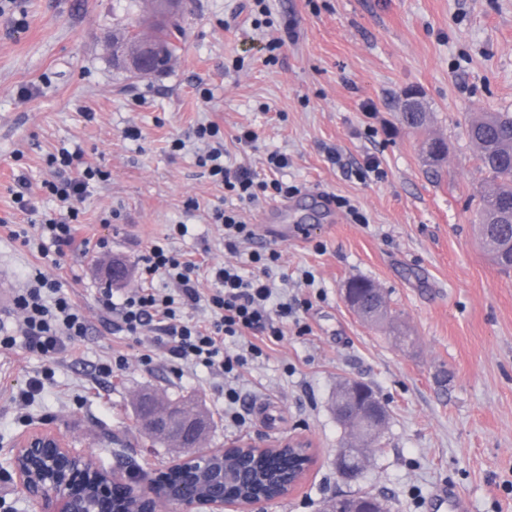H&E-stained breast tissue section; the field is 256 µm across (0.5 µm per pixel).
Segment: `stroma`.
I'll return each instance as SVG.
<instances>
[{
	"label": "stroma",
	"mask_w": 512,
	"mask_h": 512,
	"mask_svg": "<svg viewBox=\"0 0 512 512\" xmlns=\"http://www.w3.org/2000/svg\"><path fill=\"white\" fill-rule=\"evenodd\" d=\"M265 3L263 14L255 0H188L176 18L177 59L141 78L115 69L101 40L136 18L134 0H14L0 14V270L18 289L37 268L60 280L89 325L52 360L20 345L0 350V454L45 424L119 475L165 469L177 449L135 424L138 397L153 392L195 399L212 415L208 449L311 442L316 462L298 492L261 512H319L327 498L357 491L385 498L390 512H432L441 485L469 512H512V272L478 238L474 215L491 182L466 135L480 114L512 112V0ZM286 28L294 39L269 54L268 39ZM409 88L431 115L420 131L399 120ZM210 120L233 164L259 172L268 151L288 154L281 177L296 186L294 220L308 228L305 241L263 243L280 253L273 278L309 334L285 325L269 357L232 378L190 363L177 371L160 355L142 363L151 332L117 331L102 303L105 289L139 286L137 262L154 240L208 265L238 262L211 219L223 187L195 148H171ZM243 128L258 135L252 147L235 139ZM437 137L448 152L432 162L423 143ZM63 148L108 177L79 204L89 245L55 265L15 238L38 218L17 210L13 190L25 179L39 212L55 210L43 184L61 180L47 159ZM370 157L380 174L359 177ZM321 194L348 198L364 223L313 210ZM174 224L187 234L170 236ZM116 257L128 272L109 287ZM353 278L381 289L395 321L373 325L351 312L342 289ZM116 349L128 363L105 374ZM347 377L390 411L379 451L352 483L335 470L347 438L333 398ZM228 384L254 407L244 425L224 417Z\"/></svg>",
	"instance_id": "35a3bbf8"
}]
</instances>
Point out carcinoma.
<instances>
[{
  "label": "carcinoma",
  "instance_id": "obj_1",
  "mask_svg": "<svg viewBox=\"0 0 512 512\" xmlns=\"http://www.w3.org/2000/svg\"><path fill=\"white\" fill-rule=\"evenodd\" d=\"M168 0H152V10L146 24L152 29V36L162 48L163 54L155 71H163L175 60L183 38L182 29L171 26L174 14L166 10ZM139 24L129 22L105 35L107 44L133 43L139 35ZM401 121L412 130H421L427 123L426 112H402ZM468 135L477 147L480 167L493 183V188L482 198L477 215L483 245L491 254L494 264L502 271L512 270V113L487 112L469 123ZM351 286L358 290L368 312L375 319L383 318L377 312L376 299L369 294L374 287L372 281L364 278L352 280ZM190 403L170 398L160 399L151 393L142 394L137 409L166 410L180 414L188 409ZM230 461L244 468L253 488L270 491L281 474L288 472V455L269 454L263 458H254L239 454Z\"/></svg>",
  "mask_w": 512,
  "mask_h": 512
}]
</instances>
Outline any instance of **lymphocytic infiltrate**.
Wrapping results in <instances>:
<instances>
[{"instance_id": "lymphocytic-infiltrate-1", "label": "lymphocytic infiltrate", "mask_w": 512, "mask_h": 512, "mask_svg": "<svg viewBox=\"0 0 512 512\" xmlns=\"http://www.w3.org/2000/svg\"><path fill=\"white\" fill-rule=\"evenodd\" d=\"M194 140L211 142V149L198 157L200 167L206 168L225 192L242 204H252L259 198L285 197L294 193V186L277 177L289 165L286 154L274 150L266 157L270 177H263L245 167L233 168L224 161V133L219 124L210 122L194 127ZM52 164L72 169L73 174L60 181L46 182L47 191L64 206L63 212L43 215L39 222L41 255L76 251L86 247L79 222V201L90 183L101 180L100 169L76 167L74 155L63 149L51 159ZM214 223L224 227V247L237 252L240 245H249L248 261L252 271L234 264L200 268L199 264L170 250L160 242H151L138 264L139 288L127 292L120 302L111 303L120 331L139 335L144 328L155 330L154 350L162 351L172 363L191 361L194 364L219 369L224 375L236 374L249 361L265 356L267 342L281 341L283 324L294 313L291 305L274 302L273 288L267 279L268 268L277 263V251H260L251 246L255 233L251 224L238 211H215ZM212 282L208 294L198 288L199 275ZM164 276L175 286L174 293L163 294L154 288L156 276ZM206 302L213 311L211 321L200 322L184 314L186 307ZM20 315L23 334L28 346L46 357L58 354L65 340L85 335L87 322L70 296L63 293L58 280L36 274L13 303ZM248 337L245 352L232 354L227 342Z\"/></svg>"}]
</instances>
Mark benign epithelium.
I'll list each match as a JSON object with an SVG mask.
<instances>
[{"mask_svg": "<svg viewBox=\"0 0 512 512\" xmlns=\"http://www.w3.org/2000/svg\"><path fill=\"white\" fill-rule=\"evenodd\" d=\"M154 41L140 36L136 50L122 58V62L138 74L153 69ZM336 414L347 434H356L365 422L377 430L385 426L389 411L386 404L366 390L357 380L345 382V388L336 399ZM168 417L144 414L139 426L151 431L164 430ZM290 447L300 450L301 465L281 480L280 497L293 495L303 483L315 462L311 443L300 437H290L273 444L245 442L241 448L269 450L271 447ZM378 440L368 438L358 447L338 449L336 464L345 477L360 473L363 458L370 456ZM223 449L205 453L191 452L181 456L171 469L181 474L179 491L170 485L167 472L162 471L148 482L123 481L114 472L97 464L88 455L69 447L64 436L52 427L26 431L13 439L5 456L0 458V470L15 482L24 496L35 501L39 512H112V485L120 483L128 512H160L163 504H189L197 512H256L257 506L272 501L265 494H255L244 500L224 498V482L246 479L240 469H224Z\"/></svg>", "mask_w": 512, "mask_h": 512, "instance_id": "obj_1", "label": "benign epithelium"}]
</instances>
